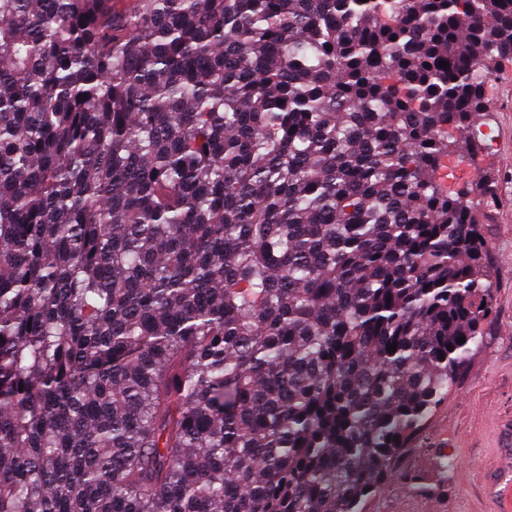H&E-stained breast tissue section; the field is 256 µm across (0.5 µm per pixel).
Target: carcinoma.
<instances>
[{
  "label": "carcinoma",
  "instance_id": "cac0c4a2",
  "mask_svg": "<svg viewBox=\"0 0 512 512\" xmlns=\"http://www.w3.org/2000/svg\"><path fill=\"white\" fill-rule=\"evenodd\" d=\"M118 2L0 0V512H363L492 314L512 0Z\"/></svg>",
  "mask_w": 512,
  "mask_h": 512
}]
</instances>
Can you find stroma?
I'll list each match as a JSON object with an SVG mask.
<instances>
[{"label": "stroma", "mask_w": 512, "mask_h": 512, "mask_svg": "<svg viewBox=\"0 0 512 512\" xmlns=\"http://www.w3.org/2000/svg\"><path fill=\"white\" fill-rule=\"evenodd\" d=\"M487 97L474 164H449V184L488 179L493 196L482 226L493 282V314L447 399L433 409L399 462L423 475L412 487L392 479L364 512H501L491 483L512 472L502 447L512 428V62L505 63ZM455 465L442 469L443 458Z\"/></svg>", "instance_id": "1"}]
</instances>
